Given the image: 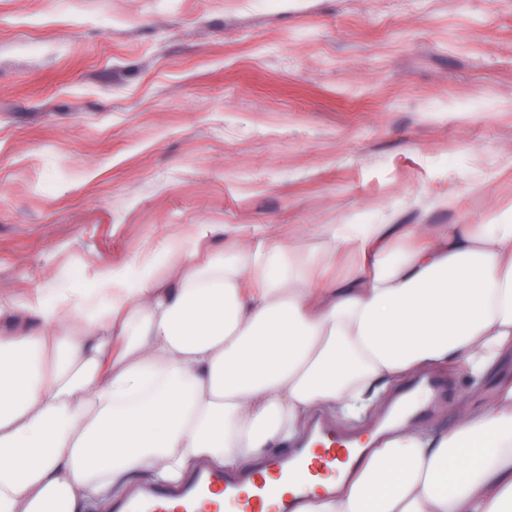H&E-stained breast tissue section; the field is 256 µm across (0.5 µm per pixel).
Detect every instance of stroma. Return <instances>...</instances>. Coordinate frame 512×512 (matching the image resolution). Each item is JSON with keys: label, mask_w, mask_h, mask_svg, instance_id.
I'll use <instances>...</instances> for the list:
<instances>
[{"label": "stroma", "mask_w": 512, "mask_h": 512, "mask_svg": "<svg viewBox=\"0 0 512 512\" xmlns=\"http://www.w3.org/2000/svg\"><path fill=\"white\" fill-rule=\"evenodd\" d=\"M507 212L512 0H0L1 337L183 224Z\"/></svg>", "instance_id": "obj_1"}]
</instances>
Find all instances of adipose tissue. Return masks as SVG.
<instances>
[{"label":"adipose tissue","mask_w":512,"mask_h":512,"mask_svg":"<svg viewBox=\"0 0 512 512\" xmlns=\"http://www.w3.org/2000/svg\"><path fill=\"white\" fill-rule=\"evenodd\" d=\"M305 233L322 246L298 252ZM26 318L0 341V512H88L142 478L260 467L309 415L360 417L419 370L486 376L512 355V219L187 224ZM296 512H512V382L449 432L401 430Z\"/></svg>","instance_id":"adipose-tissue-1"}]
</instances>
